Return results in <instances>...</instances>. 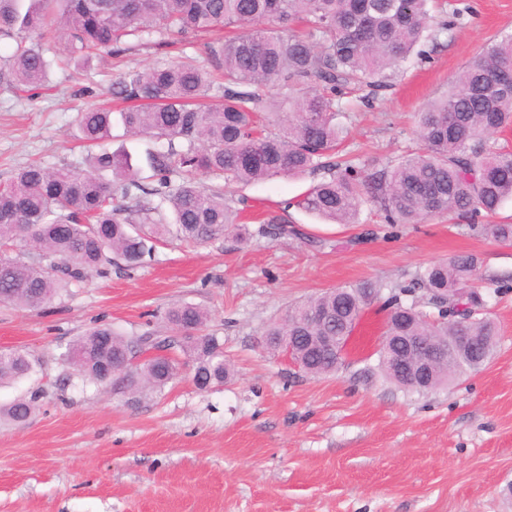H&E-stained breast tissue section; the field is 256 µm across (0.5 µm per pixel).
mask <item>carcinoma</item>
Instances as JSON below:
<instances>
[{"instance_id":"carcinoma-1","label":"carcinoma","mask_w":512,"mask_h":512,"mask_svg":"<svg viewBox=\"0 0 512 512\" xmlns=\"http://www.w3.org/2000/svg\"><path fill=\"white\" fill-rule=\"evenodd\" d=\"M23 2L0 0V40L16 42L10 55L0 57V82L23 93L47 88L56 63L43 43L26 41L31 30L44 40H64L66 58L78 65L105 50L123 51L129 37H155L157 45L169 46L175 38L217 27L238 33L221 45L204 43L201 61L182 56L127 69L113 82L112 96L126 103L118 111L126 132L167 141L166 148L146 152L145 165L133 163L124 150L103 148L83 168L29 164L0 184V303H51L83 270L110 266L114 255L127 267L138 265L167 235L195 245L231 230L244 235L237 209L224 191L205 188L203 178L247 184L322 171L327 178L296 201L311 215L355 224L368 201L387 224H420L456 213L477 234L512 240V224L479 222L512 200V151L496 138L512 127L511 34L488 44L446 94L418 113V151L370 169L337 154L342 129L336 98L352 87H387L432 20L428 0H30L26 8ZM212 70L223 83L219 101L206 104ZM270 85L288 92V111H267L275 105L265 92ZM112 121V110L105 108L77 115L83 139L97 145L112 136ZM17 240L35 243L58 263L45 267L13 254ZM477 271V258L452 257L391 290L388 333L435 336L452 312L467 320L461 331L479 337L483 354H494L497 330L474 289ZM450 288L469 289L451 310L435 297ZM381 290L364 281L310 297L267 330L268 342L277 336H346ZM422 295L432 311L418 308ZM166 318L179 331H196L162 343L194 359L199 387L224 383L230 372L218 339L199 334L207 314L182 303ZM154 343L149 334L127 339L97 325L68 348L66 359L92 382H104L101 366L110 364L129 388L161 389L177 374L175 359L133 363L141 347ZM395 354V348L377 352L376 369L410 390L393 371ZM298 359L315 376L333 374L344 364L341 352L326 353L305 340ZM31 368L26 353L0 351V382ZM454 378V368L444 361L424 391ZM33 410V400L20 399L3 414L25 421Z\"/></svg>"}]
</instances>
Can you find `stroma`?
<instances>
[{"label": "stroma", "mask_w": 512, "mask_h": 512, "mask_svg": "<svg viewBox=\"0 0 512 512\" xmlns=\"http://www.w3.org/2000/svg\"><path fill=\"white\" fill-rule=\"evenodd\" d=\"M446 2L461 19L440 36L424 31L372 107L360 92L343 97L344 151L387 162L415 148L417 112L491 40L512 34V0ZM201 44L135 43L83 68L55 67L32 99L0 86V182L34 162L82 166L78 112L111 105L121 71L197 55ZM322 178L225 187L247 240L170 238L133 269L85 272L51 304H0V351L36 362L0 383V407L30 396L38 405L25 423L0 420V512H512V289L497 286L512 277V242L453 215L391 226L367 204L358 223L321 224L295 202ZM273 215L289 232L259 234ZM464 255L479 260L498 343L483 369L448 386L421 393L367 374L384 326L379 302L334 374H306L266 345L269 326L311 295L367 280L387 292ZM179 303L207 312L231 368L224 384L199 388L186 367L162 390L123 392L64 358L97 323L126 337L172 335L165 313Z\"/></svg>", "instance_id": "35a3bbf8"}]
</instances>
